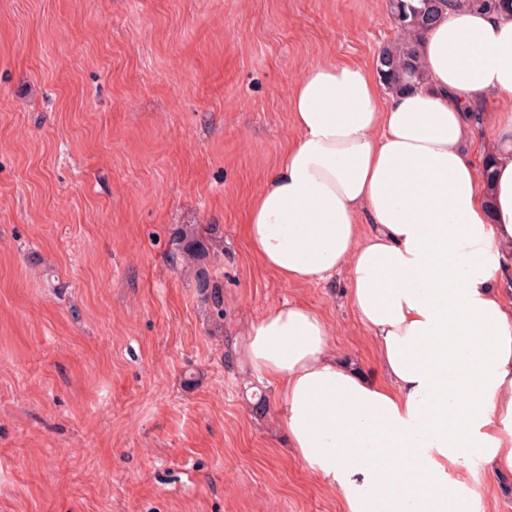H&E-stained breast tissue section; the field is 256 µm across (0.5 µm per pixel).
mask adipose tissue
I'll return each instance as SVG.
<instances>
[{"mask_svg":"<svg viewBox=\"0 0 512 512\" xmlns=\"http://www.w3.org/2000/svg\"><path fill=\"white\" fill-rule=\"evenodd\" d=\"M422 83L320 63L294 83L297 139L246 235L283 282L349 273L380 376L333 349L300 303L250 325L242 355L273 385L287 446L346 512H479L464 473H512V16L448 0L415 44ZM489 129L485 180L465 150Z\"/></svg>","mask_w":512,"mask_h":512,"instance_id":"obj_1","label":"adipose tissue"}]
</instances>
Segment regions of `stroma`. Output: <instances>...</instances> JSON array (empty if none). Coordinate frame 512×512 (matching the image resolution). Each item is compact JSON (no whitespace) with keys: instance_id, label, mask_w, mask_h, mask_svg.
I'll return each mask as SVG.
<instances>
[{"instance_id":"35a3bbf8","label":"stroma","mask_w":512,"mask_h":512,"mask_svg":"<svg viewBox=\"0 0 512 512\" xmlns=\"http://www.w3.org/2000/svg\"><path fill=\"white\" fill-rule=\"evenodd\" d=\"M398 36L387 0H0V512H344L235 348L288 302L369 371L373 340L346 273L284 283L245 221L294 82ZM468 483L512 512V474Z\"/></svg>"}]
</instances>
